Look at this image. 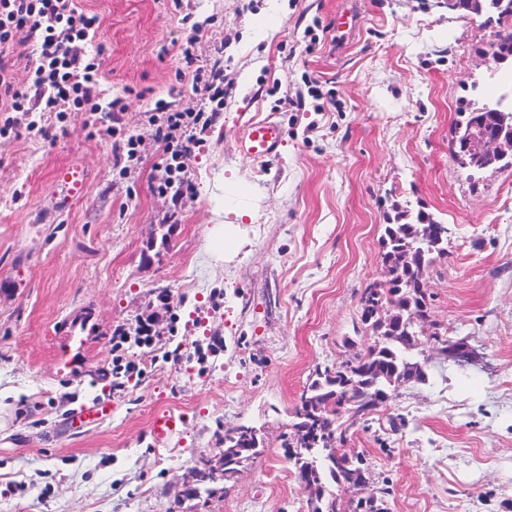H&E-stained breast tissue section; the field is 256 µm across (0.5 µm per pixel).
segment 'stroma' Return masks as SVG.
<instances>
[{"instance_id":"35a3bbf8","label":"stroma","mask_w":512,"mask_h":512,"mask_svg":"<svg viewBox=\"0 0 512 512\" xmlns=\"http://www.w3.org/2000/svg\"><path fill=\"white\" fill-rule=\"evenodd\" d=\"M77 3L102 19L99 93L135 96L120 123L142 161L120 176L112 136L79 112L0 139V512H308L285 436L316 370L372 343L360 297L406 204L448 227L430 319L480 359L430 361L428 383L398 387L343 448L384 512H512V167L470 175L450 152L461 108L494 93L491 29L448 0ZM215 66L224 105L195 132L189 188L158 195L149 118L207 107L194 74ZM268 117L283 146L252 159L237 131ZM69 163L87 190L62 211L53 174ZM237 221L249 245L215 264L209 228ZM151 313L155 346L130 347L139 370L113 387V328ZM91 402L109 415L74 432ZM167 409L184 425L160 446L149 424ZM239 424L264 453L224 496H186Z\"/></svg>"}]
</instances>
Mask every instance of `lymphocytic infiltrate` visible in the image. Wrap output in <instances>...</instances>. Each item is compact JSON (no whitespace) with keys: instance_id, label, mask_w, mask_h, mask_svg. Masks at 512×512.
Segmentation results:
<instances>
[{"instance_id":"lymphocytic-infiltrate-1","label":"lymphocytic infiltrate","mask_w":512,"mask_h":512,"mask_svg":"<svg viewBox=\"0 0 512 512\" xmlns=\"http://www.w3.org/2000/svg\"><path fill=\"white\" fill-rule=\"evenodd\" d=\"M102 24L98 15L78 8L76 0H0V138L16 135L20 125L14 113L27 115L28 131L38 130L33 115L54 113L57 121H66L69 113L82 112L88 127H98L102 113L128 111L130 97L103 100L97 89L102 78L100 53L89 52L90 33ZM36 39L37 50L29 60L28 81L17 85L6 55L16 42ZM211 120L206 111L172 112L161 110L153 117L154 137L164 143L170 160L160 167L154 188L167 193L169 178H184L183 158L191 148L194 132ZM153 318H139L134 326H120L112 332V376L121 378L132 372L134 364L127 356L129 346L152 347L155 343Z\"/></svg>"}]
</instances>
